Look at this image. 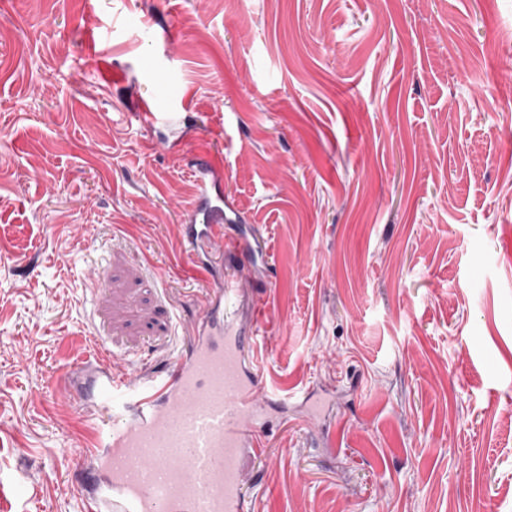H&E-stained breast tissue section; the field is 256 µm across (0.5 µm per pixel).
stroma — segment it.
Returning a JSON list of instances; mask_svg holds the SVG:
<instances>
[{
    "mask_svg": "<svg viewBox=\"0 0 512 512\" xmlns=\"http://www.w3.org/2000/svg\"><path fill=\"white\" fill-rule=\"evenodd\" d=\"M510 31L512 0H0V512H79V366L185 348L206 150L267 385L336 393L243 457L247 512H512ZM194 167L196 187L192 201L183 208L181 237L198 257V270L209 276L224 257L238 264L250 262L239 240L224 238V224H240L244 218L224 198L223 161L201 153Z\"/></svg>",
    "mask_w": 512,
    "mask_h": 512,
    "instance_id": "35a3bbf8",
    "label": "stroma"
}]
</instances>
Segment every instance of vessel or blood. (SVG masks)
Returning <instances> with one entry per match:
<instances>
[{"mask_svg":"<svg viewBox=\"0 0 512 512\" xmlns=\"http://www.w3.org/2000/svg\"><path fill=\"white\" fill-rule=\"evenodd\" d=\"M194 167L181 237L208 275L225 258L240 264L249 254L224 235L243 217L224 198L222 160L201 153ZM238 298L235 280L217 279L167 370L128 377L111 361L72 375V389L93 391L84 408L91 439L79 448L90 487L83 512H245L241 461L262 447V409L284 399L265 386L253 354L265 312L237 322L229 305Z\"/></svg>","mask_w":512,"mask_h":512,"instance_id":"1","label":"vessel or blood"}]
</instances>
